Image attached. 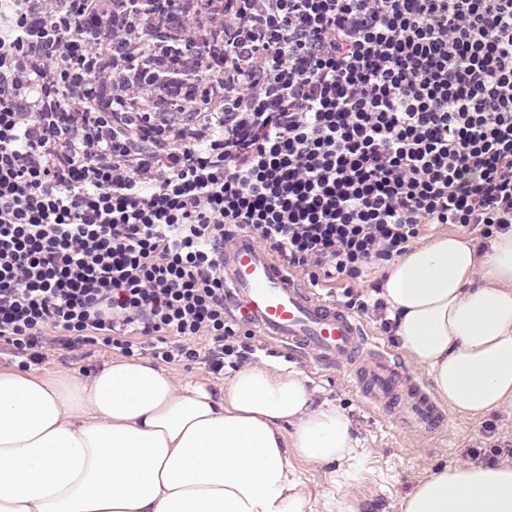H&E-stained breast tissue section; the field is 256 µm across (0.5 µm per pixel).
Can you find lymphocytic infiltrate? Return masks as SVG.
<instances>
[{
  "label": "lymphocytic infiltrate",
  "instance_id": "1",
  "mask_svg": "<svg viewBox=\"0 0 512 512\" xmlns=\"http://www.w3.org/2000/svg\"><path fill=\"white\" fill-rule=\"evenodd\" d=\"M512 228V0H0V347L244 362L224 253L311 286Z\"/></svg>",
  "mask_w": 512,
  "mask_h": 512
}]
</instances>
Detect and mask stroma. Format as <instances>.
I'll return each instance as SVG.
<instances>
[{"mask_svg": "<svg viewBox=\"0 0 512 512\" xmlns=\"http://www.w3.org/2000/svg\"><path fill=\"white\" fill-rule=\"evenodd\" d=\"M237 343L248 344V360L288 366L301 372L309 387L342 410L349 419L356 446L363 459L349 472H336L331 465H314L298 458L289 463L303 482V490L313 504L334 498L342 512H400V499L412 484L440 465L464 461L469 448H491L512 444V405L476 416L447 413L438 435L400 433L392 423L390 409L370 407L361 383L347 363L329 368L317 366L305 356L269 344L260 334L237 336ZM111 350L90 345L82 357L72 358L57 348H49L39 367L55 376L84 372L112 359ZM494 434H487V427Z\"/></svg>", "mask_w": 512, "mask_h": 512, "instance_id": "obj_1", "label": "stroma"}]
</instances>
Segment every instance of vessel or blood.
<instances>
[{
  "label": "vessel or blood",
  "mask_w": 512,
  "mask_h": 512,
  "mask_svg": "<svg viewBox=\"0 0 512 512\" xmlns=\"http://www.w3.org/2000/svg\"><path fill=\"white\" fill-rule=\"evenodd\" d=\"M228 314L255 327L270 343L315 364H357L369 386L364 393L374 407L402 395L394 418L403 433H433L443 420L437 401L421 387L407 384L392 351L367 333L363 320L304 286L297 276L250 237H240L224 258Z\"/></svg>",
  "instance_id": "obj_1"
}]
</instances>
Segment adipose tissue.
Instances as JSON below:
<instances>
[{
	"label": "adipose tissue",
	"mask_w": 512,
	"mask_h": 512,
	"mask_svg": "<svg viewBox=\"0 0 512 512\" xmlns=\"http://www.w3.org/2000/svg\"><path fill=\"white\" fill-rule=\"evenodd\" d=\"M379 296L451 411L512 402V230L409 248L387 263ZM292 455L356 460L345 415L284 366L181 387L143 359L66 380L0 368V512H306ZM401 512H512V463L436 469Z\"/></svg>",
	"instance_id": "1"
}]
</instances>
